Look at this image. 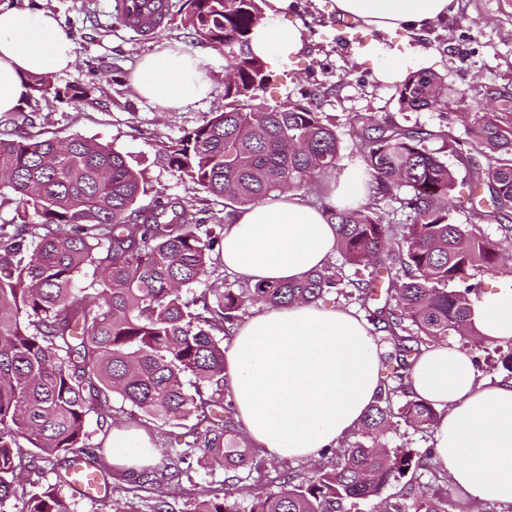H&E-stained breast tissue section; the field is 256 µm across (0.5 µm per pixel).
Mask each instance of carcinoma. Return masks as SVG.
Listing matches in <instances>:
<instances>
[{"label": "carcinoma", "instance_id": "cac0c4a2", "mask_svg": "<svg viewBox=\"0 0 512 512\" xmlns=\"http://www.w3.org/2000/svg\"><path fill=\"white\" fill-rule=\"evenodd\" d=\"M266 0H185L182 24L224 54V108L165 143L161 158L191 189L236 207L275 192L314 185L339 169L337 126L309 102L268 103L272 72L254 54L251 34ZM43 98L86 95L57 87L49 77L28 79ZM443 78L430 70L408 74L396 86L403 111L443 110ZM360 168L369 177V201L351 209L326 208L336 224L341 263L289 283L232 282L190 299L182 290L221 266L219 230L192 205L152 192L122 153L72 135L67 142L31 133H0V192L13 205L0 217V503L17 497L24 463L70 468L80 452L87 468L104 474L103 457L87 449V416L112 417V397L164 423L193 418L183 448L169 451L164 470H144L136 488L154 490L150 512H175L162 487L195 458L224 470L223 497L200 494L190 512H240L231 488L247 486V512H345L350 500H374L409 472L430 474V492L385 504L386 512H448V476L433 464L434 449L383 452L378 438L397 418L420 430L441 418L409 390V370L423 348L450 336L485 343L471 322L472 296L481 283L451 288L467 268L512 266V252L486 234L494 221L512 238V122L497 112L462 116V140L424 125L402 126L371 115L348 119ZM441 142L432 149L430 143ZM455 154L458 168L442 158ZM469 194L488 192L491 209L471 207L457 222L451 192L459 169ZM152 196L144 206L142 200ZM395 207L384 210L378 200ZM406 216V221L397 219ZM375 263L388 272L386 298L371 275L345 267ZM94 268L88 290L79 276ZM339 290L364 310L391 344L394 365L361 422L362 438L330 450L331 464L311 472L287 469L275 487L263 481L264 460L246 443L223 402L228 386L222 337L248 305L269 309L314 302ZM485 365L512 378V343L491 344ZM195 379L194 392L184 378ZM227 416L217 418L214 408ZM30 445L24 451L19 440ZM64 477L28 495L23 512H73Z\"/></svg>", "mask_w": 512, "mask_h": 512}]
</instances>
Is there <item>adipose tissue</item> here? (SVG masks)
Returning <instances> with one entry per match:
<instances>
[{
	"label": "adipose tissue",
	"instance_id": "ef3b65f1",
	"mask_svg": "<svg viewBox=\"0 0 512 512\" xmlns=\"http://www.w3.org/2000/svg\"><path fill=\"white\" fill-rule=\"evenodd\" d=\"M338 18L367 30L421 32L447 20L453 0H333ZM303 29L261 20L254 52L276 62L296 57ZM77 46L52 11L0 0V117L17 112L32 75L72 68ZM137 93L164 111L209 96L201 53L166 45L131 75ZM336 227L303 193H275L237 207L224 227L225 269L250 284L298 281L328 265ZM472 323L489 341L512 340V289L481 296ZM378 338L352 310L298 303L244 317L224 353L237 418L255 446L317 458L358 427L380 385ZM413 391L443 417L433 430L437 464L472 504H512V379L479 380L459 345L425 350L410 371ZM148 435L112 431V463L147 464Z\"/></svg>",
	"mask_w": 512,
	"mask_h": 512
}]
</instances>
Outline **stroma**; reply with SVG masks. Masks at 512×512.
Masks as SVG:
<instances>
[{
	"mask_svg": "<svg viewBox=\"0 0 512 512\" xmlns=\"http://www.w3.org/2000/svg\"><path fill=\"white\" fill-rule=\"evenodd\" d=\"M182 0H169L170 11L163 34L145 38L121 21L113 0H42L56 14L62 27L77 44L71 71L54 79L56 86H80L88 94L82 99L63 98L24 101L17 111L27 117L32 130L59 139L73 134L110 145L142 170L154 189L164 195L195 204L197 208L221 210L220 202L188 189L160 161V149L168 139L181 135L208 119L224 105V56L206 43L190 41L181 25ZM332 0H290L287 9L271 16L278 23H300L304 48L295 58L272 64L274 99L308 98L319 111L334 118L343 134L341 167L358 166L348 133V118L354 113L375 116L403 126L416 123L431 129L461 131V118L473 102H488L493 91H512V0H459L456 13L446 24L423 35L371 32L360 25H347L337 18ZM378 43L397 56H413L414 70L430 69L445 77L448 107L442 111L401 110L395 88L374 77L377 58L365 55L362 44ZM181 44L202 52L204 70L212 83L208 99L178 112H165L142 98L130 83L139 58L167 44ZM110 420L97 414L87 417L91 446L100 447L104 458L112 456L114 427L131 425L148 433L157 454L154 468H164L167 452L188 440L193 420L164 423L133 409L121 398L112 401ZM133 479L123 470L110 471L107 480L111 498L89 499L66 490L74 512H110L111 502L124 504L129 512H150L152 490L126 494ZM223 470H208L191 462L179 479L171 483L176 512H188L199 492L224 494Z\"/></svg>",
	"mask_w": 512,
	"mask_h": 512,
	"instance_id": "stroma-1",
	"label": "stroma"
}]
</instances>
